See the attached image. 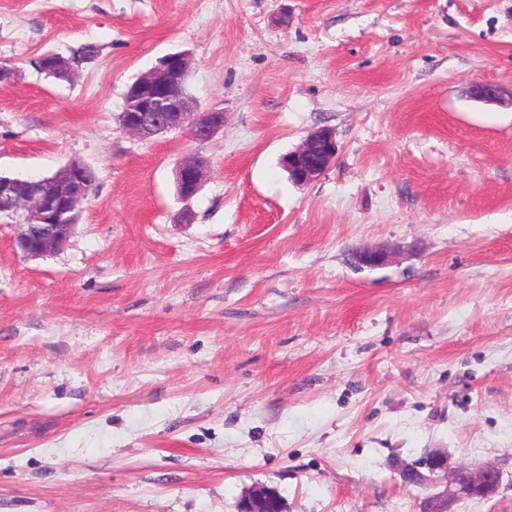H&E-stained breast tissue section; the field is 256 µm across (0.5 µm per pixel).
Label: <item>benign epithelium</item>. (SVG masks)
I'll return each mask as SVG.
<instances>
[{"label":"benign epithelium","instance_id":"7a95c632","mask_svg":"<svg viewBox=\"0 0 512 512\" xmlns=\"http://www.w3.org/2000/svg\"><path fill=\"white\" fill-rule=\"evenodd\" d=\"M191 62L185 52L164 57L159 66L140 76L125 95L119 115L122 128L135 136L150 139L176 130H187L197 140H207L217 134L225 122L222 110L198 112L183 93L190 74ZM472 96L484 102L497 100L501 91L488 84L472 87ZM336 155L333 131L321 128L307 137L303 145L288 153L282 165L289 179L305 185L318 180ZM206 163L198 157L185 158L176 170L179 195L191 200L201 189ZM89 192L83 179V169L70 165L53 176L20 180L0 175V201L6 211L21 212L17 223L15 247L28 257H44L60 249L75 227L72 213ZM403 479L417 475L427 484L438 487L453 480L455 490L444 489L430 496L444 509L425 512H446L456 497L488 498L501 485L500 472L492 465L473 469H454L443 452H431L418 464L406 465L400 471ZM240 512H285L276 491L256 486L242 500Z\"/></svg>","mask_w":512,"mask_h":512}]
</instances>
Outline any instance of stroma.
I'll return each mask as SVG.
<instances>
[{
    "mask_svg": "<svg viewBox=\"0 0 512 512\" xmlns=\"http://www.w3.org/2000/svg\"><path fill=\"white\" fill-rule=\"evenodd\" d=\"M179 51L223 130L128 134ZM1 66L0 173L97 180L51 255L0 219V512H423L435 450L512 512V0H0ZM335 155L336 140L333 131L321 128L309 135L300 148L284 156L282 165L291 181L305 185L318 180ZM206 163L198 157L185 158L176 170V184L184 201L191 200L201 189ZM276 491L267 486H256L242 500L240 512H285Z\"/></svg>",
    "mask_w": 512,
    "mask_h": 512,
    "instance_id": "35a3bbf8",
    "label": "stroma"
}]
</instances>
